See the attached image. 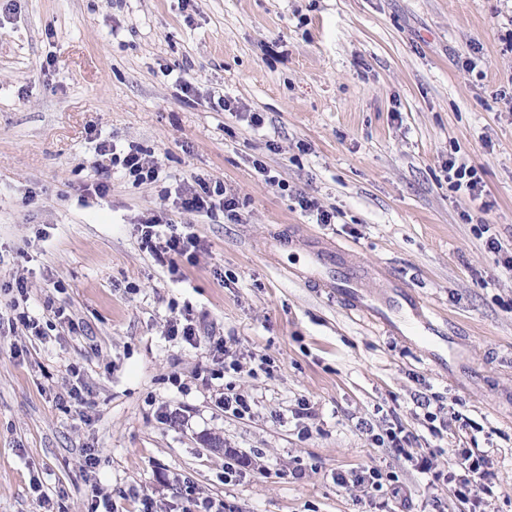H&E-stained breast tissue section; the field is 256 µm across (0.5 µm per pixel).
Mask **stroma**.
Instances as JSON below:
<instances>
[{
    "instance_id": "stroma-1",
    "label": "stroma",
    "mask_w": 512,
    "mask_h": 512,
    "mask_svg": "<svg viewBox=\"0 0 512 512\" xmlns=\"http://www.w3.org/2000/svg\"><path fill=\"white\" fill-rule=\"evenodd\" d=\"M511 31L512 0H0V284L26 278L46 333L20 357L0 337V512H85L92 480L119 512L142 493L156 512H512ZM98 139L139 144L158 180L122 175ZM451 158L481 168L480 199L450 188ZM197 177L235 218L173 205ZM158 212L200 239L181 276L141 243ZM321 241L405 282L441 335L312 287ZM175 310L241 371L196 380L208 347L166 336ZM228 383L250 415L225 413ZM397 426L409 455L371 440ZM465 448L486 459L477 510L429 488ZM228 449L246 464L229 483ZM369 468L388 476L375 497L336 480Z\"/></svg>"
}]
</instances>
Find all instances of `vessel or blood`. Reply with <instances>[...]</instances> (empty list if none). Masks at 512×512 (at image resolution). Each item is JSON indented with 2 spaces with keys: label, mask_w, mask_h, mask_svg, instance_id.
I'll use <instances>...</instances> for the list:
<instances>
[{
  "label": "vessel or blood",
  "mask_w": 512,
  "mask_h": 512,
  "mask_svg": "<svg viewBox=\"0 0 512 512\" xmlns=\"http://www.w3.org/2000/svg\"><path fill=\"white\" fill-rule=\"evenodd\" d=\"M308 268L319 287L332 288L343 294L352 308L371 313L378 322L390 331H399L400 326L394 321L393 312L409 310L422 336L437 335L438 326L434 317L426 313L420 302L405 291L402 283L385 280V293L378 300L367 298L361 291L366 278V270L354 263L348 254L339 248L324 245L314 246L309 253Z\"/></svg>",
  "instance_id": "obj_1"
}]
</instances>
